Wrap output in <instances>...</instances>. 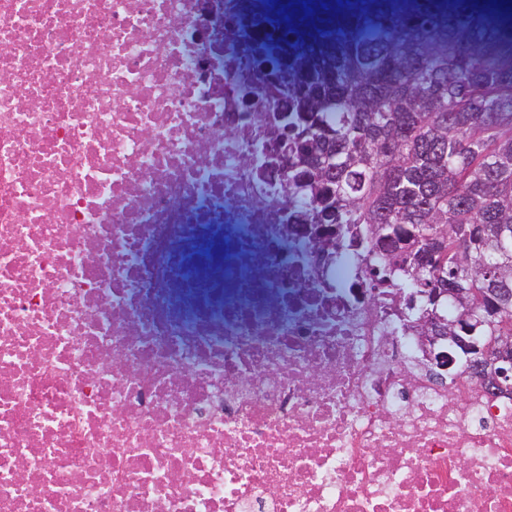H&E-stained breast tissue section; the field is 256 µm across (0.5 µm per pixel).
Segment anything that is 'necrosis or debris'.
<instances>
[{"label": "necrosis or debris", "instance_id": "necrosis-or-debris-1", "mask_svg": "<svg viewBox=\"0 0 512 512\" xmlns=\"http://www.w3.org/2000/svg\"><path fill=\"white\" fill-rule=\"evenodd\" d=\"M242 0H0V512H512V392L283 237Z\"/></svg>", "mask_w": 512, "mask_h": 512}]
</instances>
